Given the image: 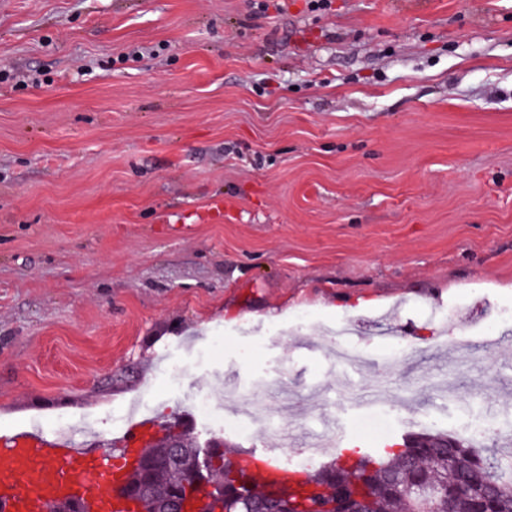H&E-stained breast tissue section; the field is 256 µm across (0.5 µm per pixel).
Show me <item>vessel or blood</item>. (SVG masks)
Listing matches in <instances>:
<instances>
[{"instance_id":"vessel-or-blood-1","label":"vessel or blood","mask_w":512,"mask_h":512,"mask_svg":"<svg viewBox=\"0 0 512 512\" xmlns=\"http://www.w3.org/2000/svg\"><path fill=\"white\" fill-rule=\"evenodd\" d=\"M125 458L124 449L91 448L40 429L0 434V512H52L74 495L96 512H112L109 489L121 478ZM247 458L266 484L297 474L269 448L250 450Z\"/></svg>"}]
</instances>
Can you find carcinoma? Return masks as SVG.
I'll return each instance as SVG.
<instances>
[{
	"label": "carcinoma",
	"instance_id": "cac0c4a2",
	"mask_svg": "<svg viewBox=\"0 0 512 512\" xmlns=\"http://www.w3.org/2000/svg\"><path fill=\"white\" fill-rule=\"evenodd\" d=\"M194 448L183 443L180 465L163 462L167 449L151 448L148 467L131 476L134 486L151 487L149 508L161 512L180 490L190 468ZM218 465L210 474L224 496L229 512H247L256 505L272 502L264 486L245 474L249 465L231 448H213ZM425 480L440 488L439 507L448 498L463 494L462 512H512V467L473 447L470 440L424 430L403 438L400 447L384 446L374 454L361 453L353 463L341 456L310 475L309 481L337 490L341 501L361 512H413L405 488Z\"/></svg>",
	"mask_w": 512,
	"mask_h": 512
}]
</instances>
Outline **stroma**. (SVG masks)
<instances>
[{"instance_id": "35a3bbf8", "label": "stroma", "mask_w": 512, "mask_h": 512, "mask_svg": "<svg viewBox=\"0 0 512 512\" xmlns=\"http://www.w3.org/2000/svg\"><path fill=\"white\" fill-rule=\"evenodd\" d=\"M474 290L512 306V0H0V431L97 412L106 446L146 390L195 444L278 447L195 425L228 376L341 453L512 421V354L437 347ZM341 375L402 420L357 433ZM346 329L343 328L336 332H331L329 336H325L329 352L336 362L341 365L354 363L360 355L359 348L347 340V336L344 333Z\"/></svg>"}]
</instances>
